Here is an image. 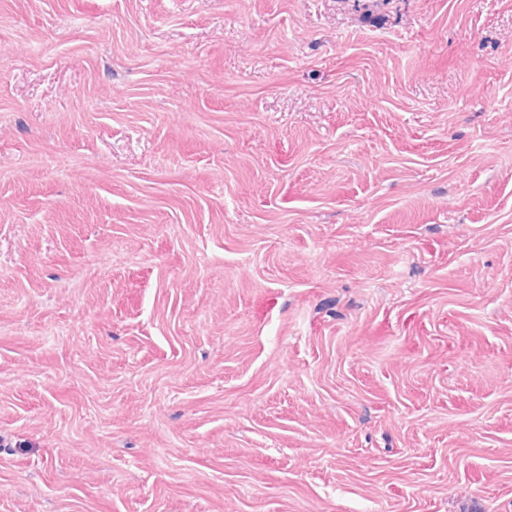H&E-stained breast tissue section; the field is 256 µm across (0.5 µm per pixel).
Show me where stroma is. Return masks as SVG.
<instances>
[{
	"label": "stroma",
	"instance_id": "obj_1",
	"mask_svg": "<svg viewBox=\"0 0 512 512\" xmlns=\"http://www.w3.org/2000/svg\"><path fill=\"white\" fill-rule=\"evenodd\" d=\"M0 512H512V0H0Z\"/></svg>",
	"mask_w": 512,
	"mask_h": 512
}]
</instances>
